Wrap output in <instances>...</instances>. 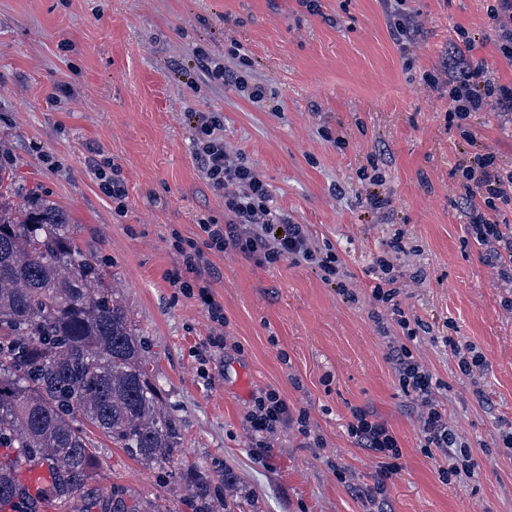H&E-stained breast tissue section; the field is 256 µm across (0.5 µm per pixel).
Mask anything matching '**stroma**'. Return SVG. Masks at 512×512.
Here are the masks:
<instances>
[{
    "mask_svg": "<svg viewBox=\"0 0 512 512\" xmlns=\"http://www.w3.org/2000/svg\"><path fill=\"white\" fill-rule=\"evenodd\" d=\"M0 0V167L67 208L82 245L117 286L146 350L148 373L180 432L176 464L145 468L106 439L84 488L159 499L190 512L194 482H211L234 512H362L355 488L372 484L376 458L346 433L353 409L395 432L401 468L381 512H512V285L490 265L459 200L455 166L477 153L512 165V114L472 113L468 143L448 118L444 77L456 28L469 55L512 83L489 0H404L421 31L392 36L395 0ZM205 52L248 86L211 80ZM219 113L224 144L254 165L275 208L306 225L344 264L347 291L318 270L260 266L229 251L211 256L210 290L237 349L200 364L214 328L198 299L174 295L166 274L174 236L196 237L198 215L224 220L192 150L191 115ZM119 164L115 205L91 168ZM378 159L391 201L373 210L360 172ZM400 238L399 302L424 331L413 342L439 378L448 418L477 461L474 475L443 480L421 449L416 410L386 360L371 317V270ZM471 343L485 362L463 375L441 337ZM273 389L305 410L325 440L278 433L270 458L250 446L251 397Z\"/></svg>",
    "mask_w": 512,
    "mask_h": 512,
    "instance_id": "stroma-1",
    "label": "stroma"
}]
</instances>
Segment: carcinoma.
<instances>
[{"label":"carcinoma","mask_w":512,"mask_h":512,"mask_svg":"<svg viewBox=\"0 0 512 512\" xmlns=\"http://www.w3.org/2000/svg\"><path fill=\"white\" fill-rule=\"evenodd\" d=\"M101 435L145 467L173 462L180 433L147 370L117 290L81 246L68 211L0 168V503L24 464L50 469L60 512H160L75 494L92 477ZM192 512H214L209 485Z\"/></svg>","instance_id":"carcinoma-1"}]
</instances>
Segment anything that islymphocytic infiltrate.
<instances>
[{"label":"lymphocytic infiltrate","instance_id":"f902f5d3","mask_svg":"<svg viewBox=\"0 0 512 512\" xmlns=\"http://www.w3.org/2000/svg\"><path fill=\"white\" fill-rule=\"evenodd\" d=\"M512 112V84H500L491 77L485 60L464 55L448 65V114L456 119L461 135L474 141L467 124L475 112ZM195 154L211 189L224 199V223L200 217L198 225L205 235L204 246L175 238L173 247L182 258L180 269L168 275L171 287L184 295H198L214 322L224 320L222 306L210 297L207 286L197 276L209 266V253L236 251L261 265L289 261L319 269L324 281L343 286L342 263L333 248L315 246L305 225L292 221L286 213L272 205V193L258 171L243 157L225 148L222 123L213 112L193 115ZM462 177V201L469 215L478 243L494 244L491 262L499 277L512 283V230H503L497 220L502 207L512 205V167L504 166L490 152L475 155L456 167ZM403 248L399 241L389 243L384 256L373 267L377 281L372 289L374 302L385 304L392 321L402 330L401 337L390 338L387 358L391 363L401 392L418 406V430L421 450L438 459L440 475H460L474 471L476 463L469 447L460 442L448 419V411L440 400L443 385L414 355L410 344L417 335L401 308L397 284L402 273L397 264ZM248 434L258 448H268L270 438L279 429L296 425L304 436L313 433L306 411H292L287 401L275 390H261L252 397L247 412ZM347 433L358 447L379 455L381 463L371 487L361 491L364 506L375 505L396 474L401 455L397 437L372 412L353 410Z\"/></svg>","mask_w":512,"mask_h":512}]
</instances>
